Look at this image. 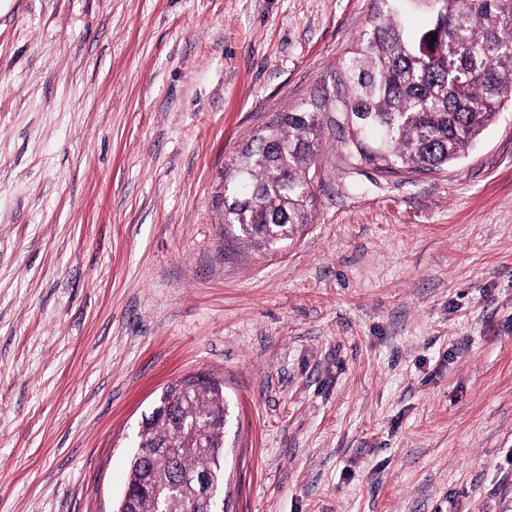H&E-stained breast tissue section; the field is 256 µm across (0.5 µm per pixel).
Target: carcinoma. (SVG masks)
I'll return each instance as SVG.
<instances>
[{
  "label": "carcinoma",
  "mask_w": 512,
  "mask_h": 512,
  "mask_svg": "<svg viewBox=\"0 0 512 512\" xmlns=\"http://www.w3.org/2000/svg\"><path fill=\"white\" fill-rule=\"evenodd\" d=\"M512 98V0H374L341 61L334 96L281 113L235 159L224 185V226L248 246H276L312 220L309 172L326 113L340 114L356 166L382 174L441 172L459 159ZM165 413L138 429L127 484L150 473L176 489L172 512H224L196 500L193 475L224 484L227 409L220 383L188 378L167 387ZM214 421L210 448L194 451L189 426ZM177 445L175 464L158 448Z\"/></svg>",
  "instance_id": "1"
}]
</instances>
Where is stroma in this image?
Listing matches in <instances>:
<instances>
[{
    "label": "stroma",
    "instance_id": "35a3bbf8",
    "mask_svg": "<svg viewBox=\"0 0 512 512\" xmlns=\"http://www.w3.org/2000/svg\"><path fill=\"white\" fill-rule=\"evenodd\" d=\"M373 0H0V512H114L205 374L224 512H512V99L437 175L325 129L310 224L224 231L233 161Z\"/></svg>",
    "mask_w": 512,
    "mask_h": 512
}]
</instances>
